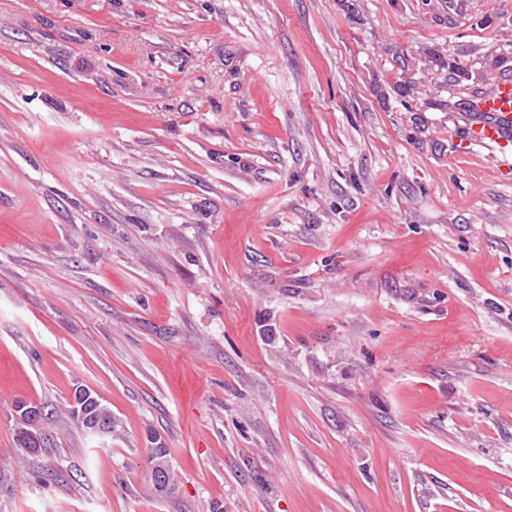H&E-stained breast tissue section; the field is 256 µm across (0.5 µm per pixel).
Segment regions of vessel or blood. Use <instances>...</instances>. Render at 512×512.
<instances>
[{"mask_svg": "<svg viewBox=\"0 0 512 512\" xmlns=\"http://www.w3.org/2000/svg\"><path fill=\"white\" fill-rule=\"evenodd\" d=\"M466 136L491 148L512 144V81L498 83L493 92L481 98L468 119Z\"/></svg>", "mask_w": 512, "mask_h": 512, "instance_id": "b4317fda", "label": "vessel or blood"}]
</instances>
